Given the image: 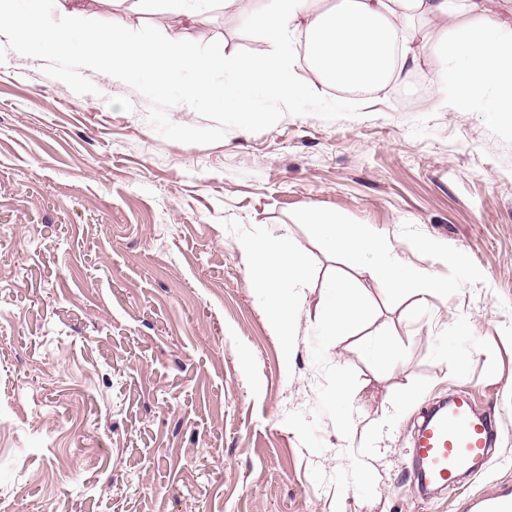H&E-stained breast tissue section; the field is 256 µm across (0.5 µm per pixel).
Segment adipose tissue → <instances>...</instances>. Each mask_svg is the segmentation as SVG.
Instances as JSON below:
<instances>
[{
  "instance_id": "adipose-tissue-1",
  "label": "adipose tissue",
  "mask_w": 512,
  "mask_h": 512,
  "mask_svg": "<svg viewBox=\"0 0 512 512\" xmlns=\"http://www.w3.org/2000/svg\"><path fill=\"white\" fill-rule=\"evenodd\" d=\"M84 13V0H0V35L17 51L46 59L77 53L87 70L203 103L242 125L276 103H309V89L294 70L298 51L322 82L362 89L408 77L429 54L432 80L450 110L478 108L512 127V26L489 15L484 0H262L250 23L275 48L271 62L229 59L219 47L200 55L121 27L91 33L77 48L73 36ZM297 221L330 251L363 259L378 287L405 290L423 306L469 277L458 253L440 256L456 270L448 279L404 260L399 247L369 225L314 209ZM242 249L257 278L259 305L277 334L287 336L307 282L304 257L285 232Z\"/></svg>"
}]
</instances>
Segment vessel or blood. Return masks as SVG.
Returning a JSON list of instances; mask_svg holds the SVG:
<instances>
[{"mask_svg": "<svg viewBox=\"0 0 512 512\" xmlns=\"http://www.w3.org/2000/svg\"><path fill=\"white\" fill-rule=\"evenodd\" d=\"M497 434L495 419L478 413L465 395L430 409L411 444L415 488H454L460 486L462 476L477 475L493 456ZM468 510L512 512V494L470 498Z\"/></svg>", "mask_w": 512, "mask_h": 512, "instance_id": "1", "label": "vessel or blood"}]
</instances>
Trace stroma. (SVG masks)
<instances>
[{"mask_svg": "<svg viewBox=\"0 0 512 512\" xmlns=\"http://www.w3.org/2000/svg\"><path fill=\"white\" fill-rule=\"evenodd\" d=\"M87 26L176 37L197 53L269 59L253 27L216 0L193 21L137 0H88ZM390 81L330 108L339 88L305 61L312 100L240 126L140 84L0 43V512H466L512 492V131ZM368 224L409 261L454 277L414 240L466 256L459 290L419 308L315 240L309 208ZM288 232L308 266L281 342L256 301L240 245ZM348 275L371 322L326 350L358 374L353 436L330 420L315 454L285 425L312 412L311 354L326 277ZM384 338L389 356L372 358ZM430 386L368 463L375 496L318 486L341 452L392 410L395 390ZM464 393L492 414L493 458L460 491L419 498L410 440L422 411Z\"/></svg>", "mask_w": 512, "mask_h": 512, "instance_id": "stroma-1", "label": "stroma"}]
</instances>
